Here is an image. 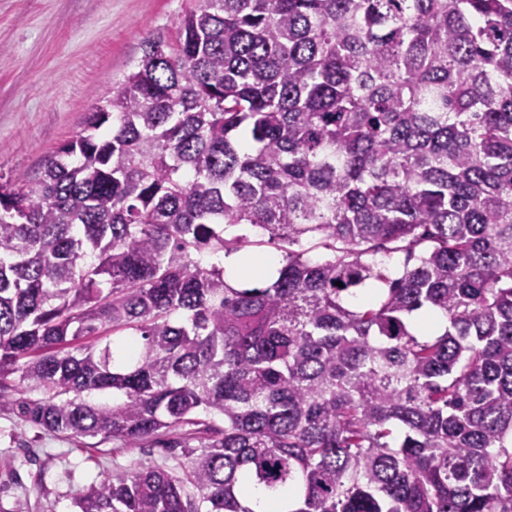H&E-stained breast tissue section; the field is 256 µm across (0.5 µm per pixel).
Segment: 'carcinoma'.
I'll use <instances>...</instances> for the list:
<instances>
[{"label": "carcinoma", "mask_w": 512, "mask_h": 512, "mask_svg": "<svg viewBox=\"0 0 512 512\" xmlns=\"http://www.w3.org/2000/svg\"><path fill=\"white\" fill-rule=\"evenodd\" d=\"M178 29L0 182V409L182 450L78 512H512V0H194ZM254 244L277 276L231 287Z\"/></svg>", "instance_id": "cac0c4a2"}]
</instances>
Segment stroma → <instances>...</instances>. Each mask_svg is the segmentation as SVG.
I'll list each match as a JSON object with an SVG mask.
<instances>
[{
    "mask_svg": "<svg viewBox=\"0 0 512 512\" xmlns=\"http://www.w3.org/2000/svg\"><path fill=\"white\" fill-rule=\"evenodd\" d=\"M192 0H0V177L40 172L112 95L153 34L177 36ZM174 452L87 447L0 410V512H76L93 481Z\"/></svg>",
    "mask_w": 512,
    "mask_h": 512,
    "instance_id": "35a3bbf8",
    "label": "stroma"
}]
</instances>
